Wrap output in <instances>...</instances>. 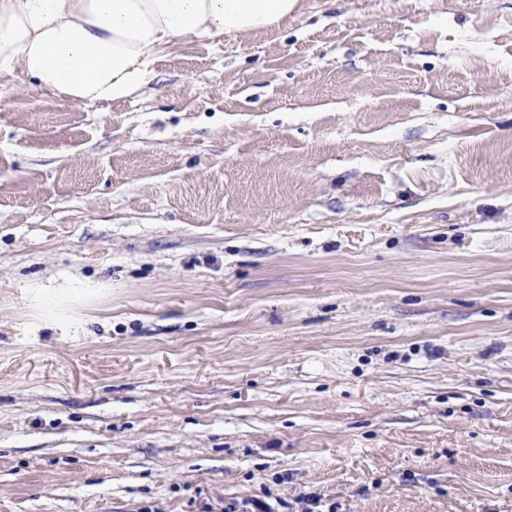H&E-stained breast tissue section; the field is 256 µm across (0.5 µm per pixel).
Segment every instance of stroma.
Here are the masks:
<instances>
[{
    "label": "stroma",
    "instance_id": "35a3bbf8",
    "mask_svg": "<svg viewBox=\"0 0 512 512\" xmlns=\"http://www.w3.org/2000/svg\"><path fill=\"white\" fill-rule=\"evenodd\" d=\"M512 512V0H298L74 105L0 77V512Z\"/></svg>",
    "mask_w": 512,
    "mask_h": 512
}]
</instances>
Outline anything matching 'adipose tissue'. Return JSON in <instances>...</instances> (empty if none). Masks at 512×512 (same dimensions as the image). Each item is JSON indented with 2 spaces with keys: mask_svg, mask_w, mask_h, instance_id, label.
<instances>
[{
  "mask_svg": "<svg viewBox=\"0 0 512 512\" xmlns=\"http://www.w3.org/2000/svg\"><path fill=\"white\" fill-rule=\"evenodd\" d=\"M298 0H0V75L76 105L137 92L158 51L281 27Z\"/></svg>",
  "mask_w": 512,
  "mask_h": 512,
  "instance_id": "obj_1",
  "label": "adipose tissue"
}]
</instances>
